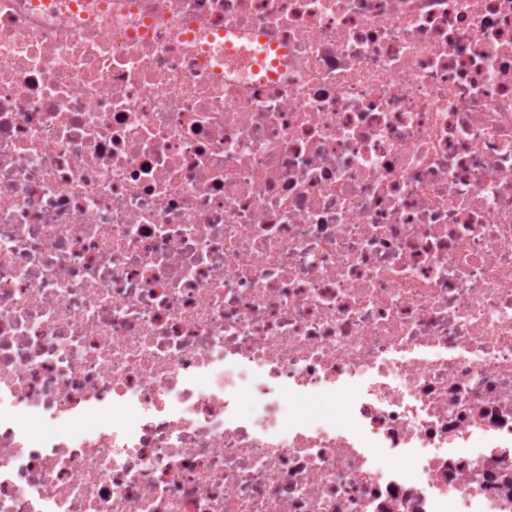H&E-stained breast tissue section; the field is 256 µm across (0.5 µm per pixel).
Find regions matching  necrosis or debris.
Wrapping results in <instances>:
<instances>
[{"label": "necrosis or debris", "instance_id": "necrosis-or-debris-1", "mask_svg": "<svg viewBox=\"0 0 512 512\" xmlns=\"http://www.w3.org/2000/svg\"><path fill=\"white\" fill-rule=\"evenodd\" d=\"M0 512H512V0H0Z\"/></svg>", "mask_w": 512, "mask_h": 512}]
</instances>
